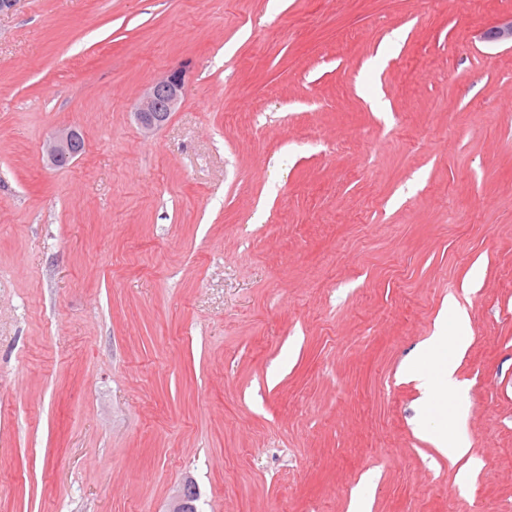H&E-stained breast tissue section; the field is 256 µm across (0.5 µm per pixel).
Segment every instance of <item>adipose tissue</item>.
<instances>
[{"mask_svg": "<svg viewBox=\"0 0 512 512\" xmlns=\"http://www.w3.org/2000/svg\"><path fill=\"white\" fill-rule=\"evenodd\" d=\"M465 326L464 314H457L453 335L434 337L430 346L416 355L407 366L408 374L419 380L425 390V407H432L456 395L453 356L461 348L459 334Z\"/></svg>", "mask_w": 512, "mask_h": 512, "instance_id": "1", "label": "adipose tissue"}]
</instances>
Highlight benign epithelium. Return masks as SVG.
<instances>
[{"label": "benign epithelium", "mask_w": 512, "mask_h": 512, "mask_svg": "<svg viewBox=\"0 0 512 512\" xmlns=\"http://www.w3.org/2000/svg\"><path fill=\"white\" fill-rule=\"evenodd\" d=\"M483 38L492 43L512 42V16L488 28ZM187 75V66H174L145 88L134 103V114L141 128H157L178 108L186 92ZM45 151L51 164L68 165L82 153L83 140L77 131L63 129L52 135Z\"/></svg>", "instance_id": "benign-epithelium-1"}]
</instances>
